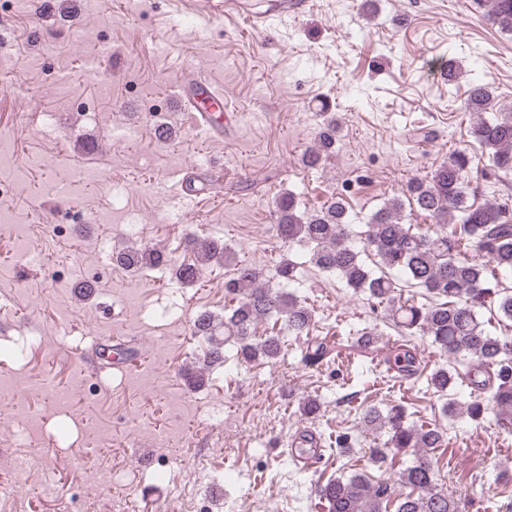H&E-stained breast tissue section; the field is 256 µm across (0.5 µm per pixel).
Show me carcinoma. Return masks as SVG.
<instances>
[{
	"label": "carcinoma",
	"mask_w": 512,
	"mask_h": 512,
	"mask_svg": "<svg viewBox=\"0 0 512 512\" xmlns=\"http://www.w3.org/2000/svg\"><path fill=\"white\" fill-rule=\"evenodd\" d=\"M487 7V17L498 29L512 34V0H474ZM489 86L473 81L468 88L465 109L478 114L471 135L487 154L489 164L512 170V113L499 112L491 119L480 114L493 110ZM336 123L328 119L318 141L302 159L307 167L317 166L333 149ZM471 157L464 151L449 156L427 180L413 179L406 189L394 194L377 209L366 224L363 246L353 243L350 214L341 196L320 210L304 215L297 210L293 195L275 202L276 235L307 249L309 261L317 268L339 276L356 295H364L372 306L384 307L386 317L402 336H426L451 365L427 376V389L446 399L444 412L463 413L473 421L483 418L488 408L498 420L512 425V336L496 335L491 319L512 322V291L499 287V277L512 274V204L498 198L477 204L470 200L467 181ZM424 215L438 226L429 232L411 223L412 216ZM195 261L174 268L175 277L191 284L199 266L213 260H230L231 249L214 239L192 241ZM469 246L478 258H467L461 247ZM376 257V267L362 258ZM114 265L137 271L169 265L165 250L158 247L122 248L112 253ZM297 263L282 261L277 270L282 289L273 290L262 281L259 268L240 264L224 281V291L236 304L224 317L208 311L192 321V333L203 336L209 346L203 353L202 368L186 374L191 387L203 383V368L224 363V346L236 347L244 363L273 361L282 351L283 336H308L313 326L311 310L285 287L297 281ZM418 288L427 302L417 305L401 299L403 288ZM490 313L484 319L483 311ZM281 322L284 333L256 336L258 323ZM378 328L359 333L356 344L369 350L379 342ZM331 348L323 340L307 343L302 360L309 365L323 362ZM398 377L418 372L415 357L405 351L390 364ZM471 385L470 400L461 405L448 397L459 382ZM363 423L386 435L381 447L369 449V459L385 463L411 452L413 459L398 475L397 483L371 480L363 474L329 479L320 497L329 512H458L455 499L439 487L430 451L445 448L448 434L431 425L408 421L401 404L381 409L369 405Z\"/></svg>",
	"instance_id": "cac0c4a2"
}]
</instances>
